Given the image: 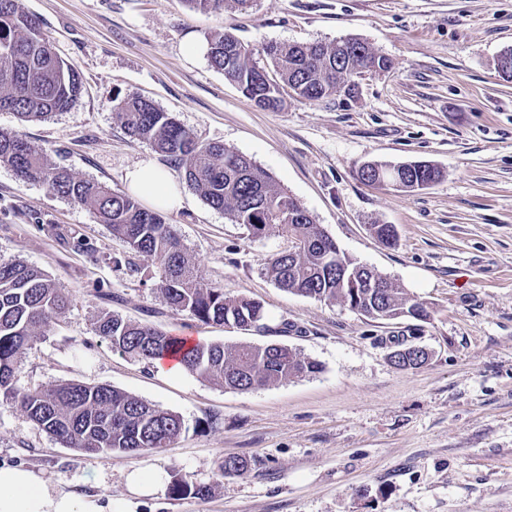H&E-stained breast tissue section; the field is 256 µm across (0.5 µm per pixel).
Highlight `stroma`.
<instances>
[{
  "mask_svg": "<svg viewBox=\"0 0 512 512\" xmlns=\"http://www.w3.org/2000/svg\"><path fill=\"white\" fill-rule=\"evenodd\" d=\"M83 78L79 100L44 121L0 112V130L50 162L115 191L135 165H167L112 118L115 98L151 100L199 142L251 158L339 249L403 288L428 316L375 321L346 303L277 288L265 273L289 241L249 236L169 168L184 198L165 211L206 280L260 302L262 329L174 313L150 275L159 256L129 253L95 214L0 165V261L46 272L70 298L63 323L18 355L15 385H107L178 414L159 453L88 456L62 447L17 402H0V465H23L100 505L127 496L146 466L206 486L140 499L136 512H512V0H254L245 13H200L185 0H21ZM254 46L355 36L393 67L357 93L308 102L285 93L256 107L211 67L208 39ZM428 161L443 179L407 193L363 183L364 162ZM373 224L395 225L397 246ZM104 312L226 346L280 342L319 372L249 391L122 355L93 330ZM431 353L416 369L389 354ZM228 456L255 457L244 475Z\"/></svg>",
  "mask_w": 512,
  "mask_h": 512,
  "instance_id": "stroma-1",
  "label": "stroma"
}]
</instances>
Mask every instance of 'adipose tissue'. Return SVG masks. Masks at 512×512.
I'll list each match as a JSON object with an SVG mask.
<instances>
[{"label": "adipose tissue", "instance_id": "obj_1", "mask_svg": "<svg viewBox=\"0 0 512 512\" xmlns=\"http://www.w3.org/2000/svg\"><path fill=\"white\" fill-rule=\"evenodd\" d=\"M129 190L147 198L156 207L175 209L182 200L171 175L152 164H143L127 174ZM167 473L157 467L127 472L128 498L101 506L95 499L80 498L57 486L43 474L23 466H0V512H131L137 500L162 493Z\"/></svg>", "mask_w": 512, "mask_h": 512}]
</instances>
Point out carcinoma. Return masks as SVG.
Wrapping results in <instances>:
<instances>
[{"label":"carcinoma","instance_id":"1","mask_svg":"<svg viewBox=\"0 0 512 512\" xmlns=\"http://www.w3.org/2000/svg\"><path fill=\"white\" fill-rule=\"evenodd\" d=\"M185 2L209 13L245 11L253 0ZM239 43L229 30L211 35L209 61L255 106L271 112L282 108L286 87L302 100L317 102L352 94L351 81L359 67L376 61L384 71L393 67L359 37L328 44H270L263 49L264 63L254 59L252 50L242 55L226 52L227 46ZM82 88L80 73L52 51L38 17L24 11L20 0H0V111L24 122L45 120L69 110ZM113 118L129 136L148 142L183 170L189 188L231 222L245 226L251 236L277 233L294 243L292 250L275 254L267 265V275L277 287L319 301L342 300L374 320L427 317L422 304L388 280L383 294L372 293L367 279L375 270L341 252L307 210L250 158L219 143H200L190 129L140 97L115 100ZM0 165L91 210L131 253L164 257L151 279L175 313L243 330L264 321L260 303L229 296L222 286L205 282L174 226L142 207L137 197L50 165L42 149L13 132L0 131ZM402 175L409 182L436 183L442 171L409 168ZM371 231L386 247L398 243L393 224H373ZM68 306V296L42 270L0 261V400L20 402L30 419L62 447L85 455L156 453L171 446L183 430L182 418L121 390L80 382L24 392L15 387L19 350L58 324ZM94 331L112 349L138 360L152 362L177 353L186 371L226 389L247 391L320 370L316 361L283 344L226 347L203 342L187 348L168 332L110 312L98 316ZM257 464L255 459L227 457L219 468L225 474L244 475Z\"/></svg>","mask_w":512,"mask_h":512}]
</instances>
